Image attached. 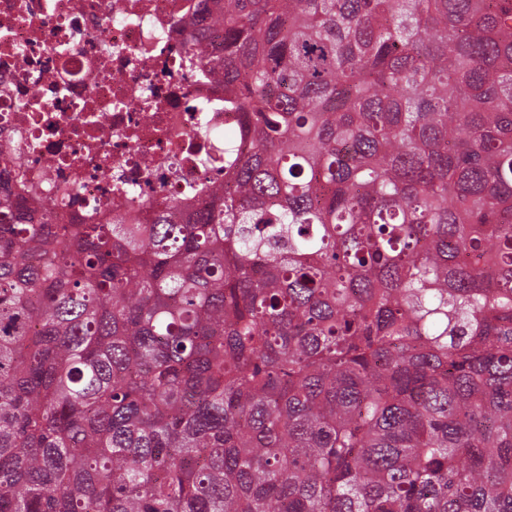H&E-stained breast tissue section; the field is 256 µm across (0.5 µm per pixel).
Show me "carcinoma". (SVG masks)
I'll return each instance as SVG.
<instances>
[{
    "instance_id": "cac0c4a2",
    "label": "carcinoma",
    "mask_w": 512,
    "mask_h": 512,
    "mask_svg": "<svg viewBox=\"0 0 512 512\" xmlns=\"http://www.w3.org/2000/svg\"><path fill=\"white\" fill-rule=\"evenodd\" d=\"M186 219L0 201V512H512V0H211Z\"/></svg>"
}]
</instances>
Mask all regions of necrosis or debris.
Returning <instances> with one entry per match:
<instances>
[{"label":"necrosis or debris","mask_w":512,"mask_h":512,"mask_svg":"<svg viewBox=\"0 0 512 512\" xmlns=\"http://www.w3.org/2000/svg\"><path fill=\"white\" fill-rule=\"evenodd\" d=\"M204 7L0 0V194L57 224H146L204 202L239 120L187 49Z\"/></svg>","instance_id":"necrosis-or-debris-1"}]
</instances>
